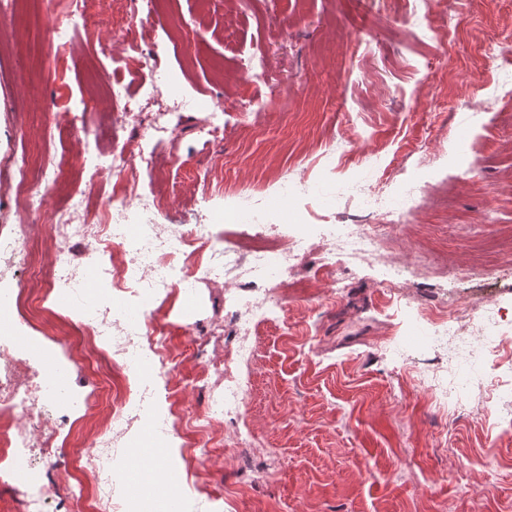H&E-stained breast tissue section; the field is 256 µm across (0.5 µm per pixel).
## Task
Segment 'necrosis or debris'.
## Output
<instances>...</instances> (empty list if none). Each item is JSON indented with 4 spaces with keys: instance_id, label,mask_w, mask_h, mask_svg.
<instances>
[{
    "instance_id": "necrosis-or-debris-1",
    "label": "necrosis or debris",
    "mask_w": 512,
    "mask_h": 512,
    "mask_svg": "<svg viewBox=\"0 0 512 512\" xmlns=\"http://www.w3.org/2000/svg\"><path fill=\"white\" fill-rule=\"evenodd\" d=\"M90 2L56 0V14L44 27V41L53 49L55 61H63L70 53L71 31L85 24ZM113 5L122 36L109 51L124 59L143 94L131 98L124 82L113 81L112 102L120 110L113 113L112 122L119 128L126 118H133L140 135L115 141L111 153L104 156L98 152V142L85 144L93 165L87 185L95 187L103 174H111L108 200L102 207L91 209L83 194L73 195L67 216H50L45 232L53 242L48 258L52 271L49 292L64 302L75 283L86 285V311L77 324L82 338L93 359L127 371L132 384L112 397L92 442L98 450L89 470L92 494L87 497L71 492V512H96L110 503L115 504L116 512H192L193 501L181 486L179 467L168 470V491L162 495L151 482L119 483L114 460L116 449L129 445L123 428L129 420L128 401H135L140 411L153 412L160 389L171 385L166 369L169 354L155 325L158 297L192 282L229 279L239 285L241 292L234 295L230 306L237 318L239 338L204 366L207 375L214 378L216 394L207 403L203 417L215 429L223 428L225 419L245 418L251 386L242 378L240 364L254 358L257 328L260 322L279 314L294 272L313 253L318 256L320 271L331 277L347 265L374 258L385 262L386 287H401L404 269L385 261L386 243L374 226L404 219L411 211V202L430 188L432 171L419 169L389 195L374 188L379 180L374 161L358 166L348 183H329L327 202L334 205L346 198L355 200L366 221L336 225L328 238L319 241L297 239L275 230L276 225L295 219L292 200L306 192L303 183L289 184L287 195L263 201L253 216L255 223L261 224V232L230 246L206 229L194 235L176 228L163 229L154 216L166 210L167 196L156 191L145 196L139 192L143 177L154 180L160 174L158 147L167 132L165 110L154 105L164 79L141 50L160 0H113ZM66 165V158L52 159L35 177L25 154L6 162L5 184L13 193L19 218L41 212L46 189L62 176ZM77 240L90 251L82 265L74 262L68 248ZM31 285V277L25 276L17 278L15 287L0 289V339L11 345L10 350H0V472L23 490L24 512H44L48 490L44 472L54 469L57 451L66 445L62 432L71 422L68 415L56 411L62 398L60 373L47 346L32 342L17 325L16 313ZM246 288L261 291V300H246L242 294ZM413 316L415 333L424 337L427 348L445 349L457 341L469 347L475 369L491 372L489 387L503 398L496 412L498 423L512 425V362L493 356L496 342L508 340L502 332L504 313L496 307L493 295L446 311L418 307Z\"/></svg>"
}]
</instances>
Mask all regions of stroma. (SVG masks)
<instances>
[{"mask_svg":"<svg viewBox=\"0 0 512 512\" xmlns=\"http://www.w3.org/2000/svg\"><path fill=\"white\" fill-rule=\"evenodd\" d=\"M415 2L162 0L142 50L187 97L223 105L224 140L203 143L197 113L168 114L160 162L176 170L177 184L158 223L189 231L211 210L255 204L292 181L350 178L351 165L325 174L313 165L326 146L348 138L359 151H379L392 181L425 160L438 169L436 187L418 199L407 224L377 227L389 258L407 269L401 295L415 306L461 305L491 279L498 302L512 307V84L497 82L502 63L488 57L484 40L491 30L512 32V0H448L429 34L402 23ZM51 10V0H33L15 11L5 26L13 41L0 56V163L21 147L35 172L55 154L71 157L46 194L43 215L30 221L33 269L52 246L46 215L65 212L86 189L68 111L91 103L82 126L107 130L102 81L127 76L120 58L97 49L119 33L108 5L94 12L95 44L75 38L59 68L41 39ZM177 28L189 35L190 50L172 42ZM258 55L268 60L265 81L239 80L241 63ZM447 101L487 110L486 129L467 137L474 172L451 164L460 145L443 110ZM218 159L224 193L203 197L199 175ZM301 209L304 224H281L278 232L308 228L322 237L339 220L360 216L352 206L337 213L311 193ZM317 266L311 258L296 272L285 314L260 326L257 354L242 367L254 385L247 421L258 441L255 479L244 480L220 433L200 415L204 393L195 382L208 354L193 353L189 339L220 320L231 341L237 326L227 317L223 286L199 283L196 304L176 293L156 305V324L177 360L171 420L179 437L173 447L144 449L142 462H124L122 480L180 465L195 512H512V428L492 426V400L465 378L467 402L440 410L424 384L440 355L420 351L396 361L406 322L381 290L382 265L340 271L337 285ZM80 305L77 298L59 305L44 287L28 289L22 304L30 335L55 334L69 363V414L121 387L111 368L76 364ZM203 448L212 456L197 471Z\"/></svg>","mask_w":512,"mask_h":512,"instance_id":"obj_1","label":"stroma"}]
</instances>
